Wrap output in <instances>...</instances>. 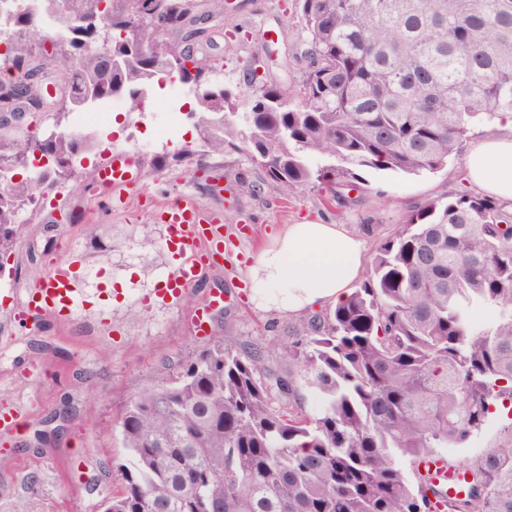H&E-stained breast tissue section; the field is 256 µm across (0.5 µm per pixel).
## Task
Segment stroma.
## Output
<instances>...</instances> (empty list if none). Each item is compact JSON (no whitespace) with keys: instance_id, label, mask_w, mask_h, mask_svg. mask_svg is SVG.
I'll return each mask as SVG.
<instances>
[{"instance_id":"obj_1","label":"stroma","mask_w":512,"mask_h":512,"mask_svg":"<svg viewBox=\"0 0 512 512\" xmlns=\"http://www.w3.org/2000/svg\"><path fill=\"white\" fill-rule=\"evenodd\" d=\"M199 26L208 40L198 49L210 57L239 111L248 109L246 70L257 71L264 84H298L306 62L296 49L301 16L295 0H227L223 17L205 18ZM195 108L194 96L180 97L176 109L186 119L179 138L167 145L148 141L137 152L134 183L110 210L101 205L104 190L96 179L106 148L121 150L132 133L148 140L164 115L127 105L92 130L96 147L83 154L78 180L59 187L53 206L25 225L5 263L0 295L17 305L53 261L77 256L85 309L67 320L43 314L20 328L0 315V413L28 412L19 426L0 428V512H11L19 500L32 512H99L100 497L89 483L119 485L116 466L126 456L119 423L133 394L214 342L241 351L287 341V319L257 311L244 277L251 254L280 225L341 221L357 233L374 224L377 235L393 234L414 206L465 187L470 151L497 130L493 122L473 124L460 151L434 174L367 173L366 191L341 218L325 190L310 185L286 194L243 151L183 160V149L198 141L188 117ZM173 202L222 218L224 258L201 272L179 305L169 306L154 299L172 259L164 248L165 228L153 215ZM89 224L96 225L95 234L86 232ZM377 235H366L368 248H375ZM147 238L156 245L148 262L142 252ZM212 291L223 292L224 304L211 311L209 334L201 338L194 317ZM30 362L37 366L31 377L21 372ZM90 401L91 421L84 415ZM30 475L37 478L32 489Z\"/></svg>"}]
</instances>
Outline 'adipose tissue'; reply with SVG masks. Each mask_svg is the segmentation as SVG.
<instances>
[{
    "label": "adipose tissue",
    "mask_w": 512,
    "mask_h": 512,
    "mask_svg": "<svg viewBox=\"0 0 512 512\" xmlns=\"http://www.w3.org/2000/svg\"><path fill=\"white\" fill-rule=\"evenodd\" d=\"M467 175L474 187L512 205V114L499 117L497 133L472 149ZM366 262L365 240L346 225H283L245 267L250 301L259 311L286 318L336 306Z\"/></svg>",
    "instance_id": "1"
}]
</instances>
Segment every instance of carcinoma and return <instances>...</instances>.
<instances>
[{"instance_id":"1","label":"carcinoma","mask_w":512,"mask_h":512,"mask_svg":"<svg viewBox=\"0 0 512 512\" xmlns=\"http://www.w3.org/2000/svg\"><path fill=\"white\" fill-rule=\"evenodd\" d=\"M115 2L104 24L55 38L34 15L13 16L3 63L18 85L49 67L65 92L40 114L46 135L0 126L1 170L38 150L52 161L44 186L72 179L92 140L59 133L65 112L96 98L135 107L144 86L173 75L214 92L197 103L200 156L236 147L218 111L224 82L184 45L196 0ZM296 2L299 87H262L244 116L250 160L282 190L317 182L346 207L364 173H437L472 123L512 113V0ZM129 39L146 52H129ZM33 194L27 180L0 188V275ZM474 306L491 310L489 323L471 320ZM288 335L270 346L286 373L258 347L217 341L137 392L120 421L121 489L103 494L102 512H433L421 462L512 411V211L466 190L414 207L378 238L350 296L295 319ZM500 433L465 467L469 490L446 512H512V421Z\"/></svg>"}]
</instances>
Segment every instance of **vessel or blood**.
Returning <instances> with one entry per match:
<instances>
[{
	"label": "vessel or blood",
	"mask_w": 512,
	"mask_h": 512,
	"mask_svg": "<svg viewBox=\"0 0 512 512\" xmlns=\"http://www.w3.org/2000/svg\"><path fill=\"white\" fill-rule=\"evenodd\" d=\"M132 167V160L123 156L113 157L100 167L98 179L106 190L102 198L105 208L120 202L121 191L134 180ZM155 219L165 226V247L179 259L163 278L162 296L174 302L197 281L203 265L222 257L224 231L218 218L188 204L159 209ZM77 283L70 264L56 261L49 275L29 291L25 302L10 311V318L24 323L42 313L54 317L77 314L84 306ZM429 467L433 484L441 487L448 498L464 496L467 477L462 470L449 467L440 455L432 458Z\"/></svg>",
	"instance_id": "1"
}]
</instances>
